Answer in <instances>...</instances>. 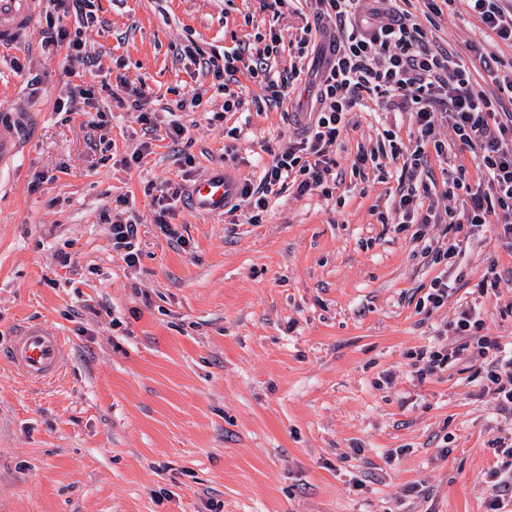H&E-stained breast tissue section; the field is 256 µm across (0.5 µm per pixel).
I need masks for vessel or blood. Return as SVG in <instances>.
I'll return each instance as SVG.
<instances>
[{
    "label": "vessel or blood",
    "mask_w": 512,
    "mask_h": 512,
    "mask_svg": "<svg viewBox=\"0 0 512 512\" xmlns=\"http://www.w3.org/2000/svg\"><path fill=\"white\" fill-rule=\"evenodd\" d=\"M35 0H0V49L16 44L33 19ZM22 123L17 114L0 113V169L11 164L22 143ZM236 183L227 172L216 171L199 179L190 190L192 205L204 213L224 211L235 195ZM62 338L48 327L24 328L14 336L7 357L28 378L46 381L61 370Z\"/></svg>",
    "instance_id": "vessel-or-blood-1"
}]
</instances>
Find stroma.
<instances>
[{"mask_svg":"<svg viewBox=\"0 0 512 512\" xmlns=\"http://www.w3.org/2000/svg\"><path fill=\"white\" fill-rule=\"evenodd\" d=\"M96 20L36 0L31 27L0 53V113L28 121L14 168L0 176V343L49 326L62 338L47 382L0 358V512H486L503 420L479 363L412 375L461 305L478 302L486 334L512 343V246L487 225L466 249L438 309L422 306L439 268L424 241L380 224L400 162L352 176L358 147L382 137L378 114L351 113L336 199L284 190L262 223L181 206L155 224L162 183L228 169L257 178L298 132L314 93L309 63L282 107L212 123L224 93L180 53L204 56L270 22L302 26L309 7L275 16L273 0H95ZM81 30L93 72L68 71L45 44L48 23ZM477 23L463 0L428 27L431 44L470 60ZM125 85L143 109L180 110L191 137L157 140L143 164L135 113L109 98L65 107L68 84ZM199 106H189L193 93ZM243 123L241 140L224 127ZM242 156L232 164L231 155ZM131 200L128 212L117 196ZM139 229L127 266L108 226ZM496 296L478 298L488 267Z\"/></svg>","mask_w":512,"mask_h":512,"instance_id":"1","label":"stroma"}]
</instances>
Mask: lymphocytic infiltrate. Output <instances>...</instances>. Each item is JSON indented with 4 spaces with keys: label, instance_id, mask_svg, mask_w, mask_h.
<instances>
[{
    "label": "lymphocytic infiltrate",
    "instance_id": "1",
    "mask_svg": "<svg viewBox=\"0 0 512 512\" xmlns=\"http://www.w3.org/2000/svg\"><path fill=\"white\" fill-rule=\"evenodd\" d=\"M380 0H309L313 19L295 34L269 28L255 33L253 41L226 50L223 60L194 57L198 68L211 75L214 86L224 92L225 112L240 111L243 101L237 85L247 78L262 93L267 105L280 106L301 75L310 57L324 65L315 77L309 123L303 134L289 138L264 166L259 182L238 186L237 207L250 210L251 223L258 224L269 207V196L291 187L297 196L332 198L337 186L339 163L336 144L348 128L350 112L376 104L379 111L407 112L413 118L408 136L391 124L383 136L391 160L401 161V174L388 213H378L381 224L394 232L413 231L424 238L432 224H448L455 238L438 247L434 262L440 267L426 294V306L437 309L448 299L452 277L459 266L463 242L458 232L472 237L489 224L498 235L512 241V112L504 111L501 93H512V58L487 51L486 42L512 47V0H465L468 13L479 24L480 39L471 41L469 51L488 74L495 93L478 89L475 75L456 53L431 48L424 21L442 16L439 0H423L426 11L418 16L409 10L384 12ZM332 19L335 31L321 27ZM288 52V69L275 71L272 58ZM142 94L128 91L119 107L136 113L143 132L130 160L138 164L152 152L157 131L171 142L184 140L187 127L179 116L166 123L143 112ZM454 133L453 140L439 136L441 126ZM468 151L471 165H458L454 176L443 181L420 178L429 155L447 159L450 151ZM475 177H468V168ZM461 199V207L438 210L437 197ZM485 322L477 304L459 309L448 322L449 342L437 343L416 352L413 374L426 376L462 359L488 360L486 385L496 399V411L512 422V351L484 335Z\"/></svg>",
    "mask_w": 512,
    "mask_h": 512
}]
</instances>
